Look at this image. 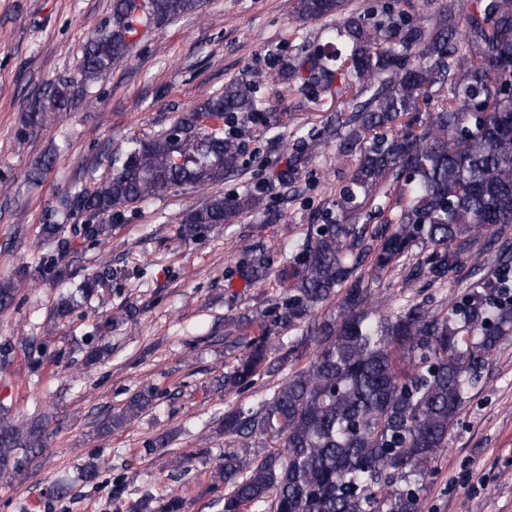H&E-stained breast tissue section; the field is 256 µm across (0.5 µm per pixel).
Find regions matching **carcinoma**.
I'll return each instance as SVG.
<instances>
[{"mask_svg": "<svg viewBox=\"0 0 512 512\" xmlns=\"http://www.w3.org/2000/svg\"><path fill=\"white\" fill-rule=\"evenodd\" d=\"M345 0H296L298 21L328 18ZM203 0H112V24L85 41L75 78L45 88L28 105L26 126L43 127L70 112L86 88L124 62L139 27L159 26L198 12ZM415 0H385L381 18L350 12L328 30L318 51L285 62L265 76L246 72L224 90L181 112L151 137L133 139L112 157L111 173L96 186L65 191L40 225L52 246L36 265H22L24 279L61 282L73 240L103 244L121 209L184 186L208 188L239 169V127L282 125L283 113L266 107L260 85L304 78L315 95L336 89L339 154L359 153L346 185L324 223L308 226L279 272L280 294L255 318L259 334L243 338V350L224 374L228 390L244 389L269 361L272 339L305 330L279 363L313 355L293 370L257 407L224 413V435L271 439L275 449L247 457L224 452L214 479L224 483L222 512H422L423 495L448 447L479 370L512 333V244L502 240L512 224V0H449L426 22ZM399 198L391 216L376 204L388 191ZM367 223L354 224L358 211ZM264 211L250 191L210 195L180 225L186 239L220 224ZM378 223H373V220ZM495 229L494 279L464 289L448 311L406 301L382 314L371 285L359 272L369 262L377 279L396 268L404 284L421 294L459 272L470 257L474 277L484 270L476 243ZM245 278L268 277L264 253L243 251ZM126 278L108 260L80 287L60 295L55 317L66 318L106 283ZM16 289L0 282V313L14 304ZM338 301L336 317L318 312ZM41 352L34 336L0 343V369L16 347ZM156 390L146 386L104 429L122 427L148 409ZM45 421L17 420L0 404V478L14 479L44 449Z\"/></svg>", "mask_w": 512, "mask_h": 512, "instance_id": "1", "label": "carcinoma"}]
</instances>
